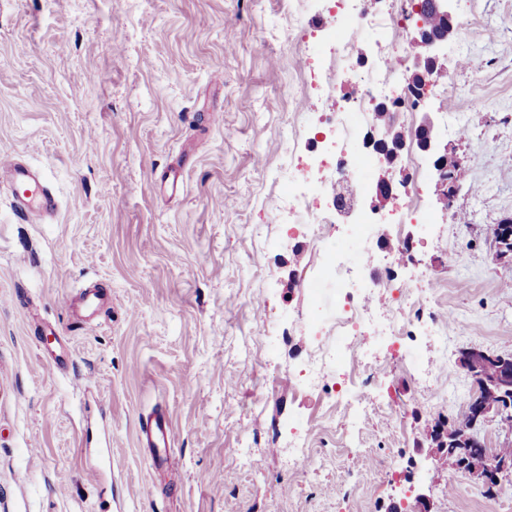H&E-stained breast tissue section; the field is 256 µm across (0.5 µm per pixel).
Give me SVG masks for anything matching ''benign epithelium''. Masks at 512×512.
I'll use <instances>...</instances> for the list:
<instances>
[{"label":"benign epithelium","mask_w":512,"mask_h":512,"mask_svg":"<svg viewBox=\"0 0 512 512\" xmlns=\"http://www.w3.org/2000/svg\"><path fill=\"white\" fill-rule=\"evenodd\" d=\"M452 0H429L427 9L435 19L432 26L421 24L418 26L417 43L425 49L423 56L415 62V68L409 81L408 93L418 98L425 96L427 85L419 83V79L425 75L437 76L446 70V60L441 56V47L450 36L455 33L453 23ZM387 139L373 143L374 149L386 158L395 162L401 156L406 146H415L420 151L428 154L433 159V166L437 173V185L441 195L450 199L448 183L454 169L453 163L448 161V152L440 149L434 134V122L430 113H423L422 122L417 126L411 141H406L405 136L394 130L389 125L386 128ZM498 364L503 374L498 385L512 393V354H494L482 348H469L464 350V359L461 367L469 374L479 372L491 363ZM495 411L501 415L512 413L502 403L478 401L474 408L472 426L482 424L488 414ZM448 431L443 427H433L426 433L428 443L427 459L438 468L447 447ZM470 449L461 448L458 459L461 460V473L471 478L475 483L488 485L493 481L500 482L512 475V459L503 456L485 454L483 465L467 466Z\"/></svg>","instance_id":"obj_1"}]
</instances>
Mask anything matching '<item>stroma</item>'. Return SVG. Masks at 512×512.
I'll list each match as a JSON object with an SVG mask.
<instances>
[{"instance_id":"obj_1","label":"stroma","mask_w":512,"mask_h":512,"mask_svg":"<svg viewBox=\"0 0 512 512\" xmlns=\"http://www.w3.org/2000/svg\"><path fill=\"white\" fill-rule=\"evenodd\" d=\"M325 7L0 0V157L38 169L57 200L51 218L24 222L0 174V512H346L349 496L358 512H414L421 493L436 512H512V479L488 497L418 453L428 423L466 410L461 351L512 353V259L489 247L512 218V0L453 4L470 19L424 104L464 171L451 204L428 178L434 224L400 223L401 191L373 227L394 278L413 273L405 247L421 256L449 324L405 341L373 386L385 409L360 441L399 449L396 482L349 456L335 416L294 380L316 348L311 300L336 305L332 282L306 289L322 244L281 221L289 166L310 183L322 174L308 129L333 103L310 85L329 55ZM166 173L181 193L164 190ZM92 284L103 306L87 325L66 299ZM434 363L423 390L411 369ZM88 408L110 417L109 439L86 426ZM155 411L174 428L169 469L138 440ZM294 427L316 449L298 477L283 456Z\"/></svg>"}]
</instances>
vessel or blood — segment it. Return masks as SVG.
<instances>
[{
	"instance_id": "1",
	"label": "vessel or blood",
	"mask_w": 512,
	"mask_h": 512,
	"mask_svg": "<svg viewBox=\"0 0 512 512\" xmlns=\"http://www.w3.org/2000/svg\"><path fill=\"white\" fill-rule=\"evenodd\" d=\"M0 172L9 177L13 202L21 217L35 222L55 211L56 201L39 172L13 158L0 160ZM174 440L173 427L164 415L153 416L140 426L139 441L141 445L151 449L156 464L170 465V450Z\"/></svg>"
}]
</instances>
